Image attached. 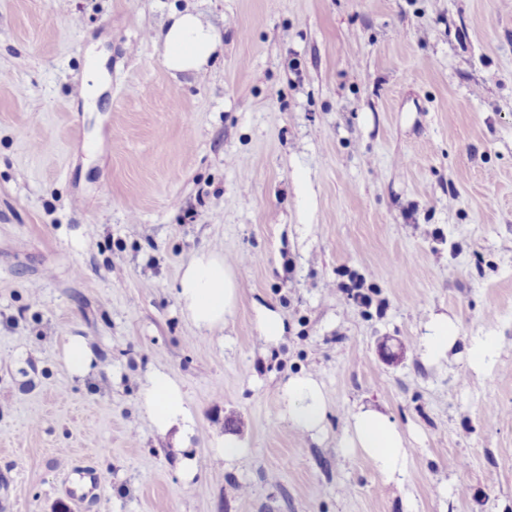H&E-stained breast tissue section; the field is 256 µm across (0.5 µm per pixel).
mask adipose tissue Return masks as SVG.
I'll return each instance as SVG.
<instances>
[{
    "label": "adipose tissue",
    "mask_w": 512,
    "mask_h": 512,
    "mask_svg": "<svg viewBox=\"0 0 512 512\" xmlns=\"http://www.w3.org/2000/svg\"><path fill=\"white\" fill-rule=\"evenodd\" d=\"M164 66L171 72H196L208 64L221 47L219 33L191 11L170 14L168 24L157 34ZM184 315L202 332L221 328L238 300L235 275L222 254L201 251L183 268L177 292ZM458 341L448 316H433L423 338L422 355L435 363L447 358ZM283 415L304 433L323 432L326 403L321 382L309 373L291 376L281 388ZM144 406L159 433H166L183 417L181 385L162 371L153 372L144 392ZM349 455L370 461L384 481H401L408 465L404 437L395 423L381 412L357 407L346 419L340 442Z\"/></svg>",
    "instance_id": "adipose-tissue-1"
}]
</instances>
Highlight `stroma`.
Here are the masks:
<instances>
[{"instance_id": "obj_1", "label": "stroma", "mask_w": 512, "mask_h": 512, "mask_svg": "<svg viewBox=\"0 0 512 512\" xmlns=\"http://www.w3.org/2000/svg\"><path fill=\"white\" fill-rule=\"evenodd\" d=\"M184 9L224 54L174 77L153 35ZM202 250L239 284L208 334L176 297ZM436 314L495 337L486 371L422 360ZM71 336L99 361L82 379ZM156 369L191 433L153 426ZM303 370L317 438L282 415ZM359 405L403 432L401 483L342 453ZM228 437L248 450L229 468ZM0 512H512V5L0 0ZM91 82V85L89 84ZM102 84V67L96 61H91L87 67L83 83V97L85 104L93 107L95 105L96 96L99 94ZM90 99V100H88ZM258 323L266 342L276 343L283 336L284 323L277 312L267 309L261 311ZM97 358L82 336H71L63 350V362L68 371L76 377L87 375ZM283 416L312 436L324 430L326 403L321 382L310 373L295 374L281 388Z\"/></svg>"}]
</instances>
